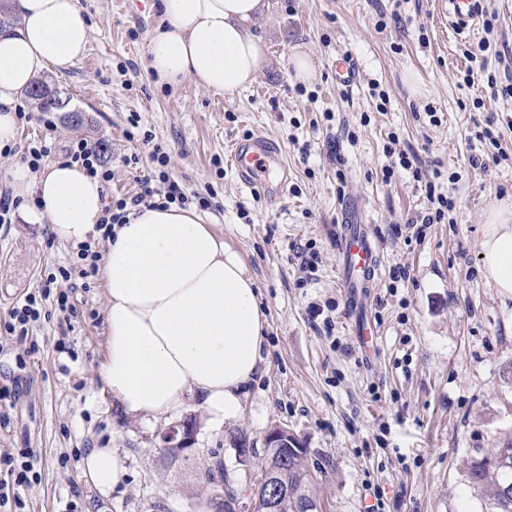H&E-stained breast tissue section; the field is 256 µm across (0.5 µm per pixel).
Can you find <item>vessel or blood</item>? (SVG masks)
<instances>
[{"label": "vessel or blood", "instance_id": "obj_1", "mask_svg": "<svg viewBox=\"0 0 512 512\" xmlns=\"http://www.w3.org/2000/svg\"><path fill=\"white\" fill-rule=\"evenodd\" d=\"M442 15L456 33L474 29L479 21L478 0H439ZM228 164L241 188L276 202L290 180L282 149L274 140L259 135L234 141ZM343 280L347 287H367L379 265V250L367 228L360 224L343 225L338 244Z\"/></svg>", "mask_w": 512, "mask_h": 512}]
</instances>
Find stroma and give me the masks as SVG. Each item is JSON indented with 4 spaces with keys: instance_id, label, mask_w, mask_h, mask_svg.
Returning <instances> with one entry per match:
<instances>
[{
    "instance_id": "stroma-1",
    "label": "stroma",
    "mask_w": 512,
    "mask_h": 512,
    "mask_svg": "<svg viewBox=\"0 0 512 512\" xmlns=\"http://www.w3.org/2000/svg\"><path fill=\"white\" fill-rule=\"evenodd\" d=\"M158 0L146 10L120 0H80L90 26L84 57L41 83L68 97L81 125L20 100L32 121L18 124L15 147L46 140L63 159L70 141L104 149L112 178L106 199L140 194L149 153L171 158L168 174L187 196L211 206L205 223L239 249L254 273L268 321V364L249 388L239 421L211 424L194 405L172 417H192L196 433L169 463L164 422L124 417L102 391L98 369L106 350L100 278L76 288V315L59 314L30 328L27 341L0 335V452L33 448L39 481L20 488L26 512H212L214 485L202 468L222 461L245 485L257 461L238 462L235 442L263 448L266 433L288 429L308 448L309 464L330 459L316 494L325 512H481L464 480L477 449L512 436V297L480 272L481 227L491 205H512V98H492L487 74L512 83L501 64L460 86L465 49L490 41L512 49V0H480L497 15L494 31L454 34L436 0H268L254 26L265 61L256 81L225 97L192 80L171 85L148 66L147 42L161 23ZM310 56L315 76L294 91L288 66L294 50ZM354 58L355 80L337 85L336 63ZM377 83L388 98L377 111ZM485 102L474 109V99ZM441 114L439 125L424 115ZM493 120L507 153L499 163L471 165L481 155L477 125ZM411 146L426 170H440L455 202L448 223L416 235L408 219L426 205L421 184L407 177L383 183L389 133ZM266 135L281 146L291 170L276 204L241 189L226 163L240 137ZM344 195H337V172ZM367 225L380 251L372 287L351 296L339 282L337 239L342 224ZM319 256L303 269L302 254ZM77 246L53 238L47 225L21 217L0 224V316L58 267H78ZM404 280L394 281L397 270ZM370 323L361 337L354 321ZM37 350L18 367L27 342ZM171 421V422H172ZM92 448L127 455L128 483L101 497L83 477Z\"/></svg>"
}]
</instances>
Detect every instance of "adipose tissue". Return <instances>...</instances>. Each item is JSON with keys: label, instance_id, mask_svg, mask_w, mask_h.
<instances>
[{"label": "adipose tissue", "instance_id": "obj_1", "mask_svg": "<svg viewBox=\"0 0 512 512\" xmlns=\"http://www.w3.org/2000/svg\"><path fill=\"white\" fill-rule=\"evenodd\" d=\"M167 21L149 39L150 68L171 83L193 80L228 97L263 66L250 31L266 0H160ZM17 24L0 25V144L17 135L16 103L49 68L84 53L90 27L79 0H12ZM23 219L61 241L96 238L103 186L78 164L51 162L40 178L9 173ZM482 273L512 295V209L490 208L482 227ZM105 289L106 353L98 376L120 412L164 421L197 401L210 421L242 418L247 387L265 362L267 318L244 257L194 208L140 205L112 227L99 270ZM129 474L114 448H94L83 476L109 496Z\"/></svg>", "mask_w": 512, "mask_h": 512}]
</instances>
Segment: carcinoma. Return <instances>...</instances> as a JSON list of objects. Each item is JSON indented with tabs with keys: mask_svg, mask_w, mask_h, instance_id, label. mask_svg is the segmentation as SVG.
<instances>
[{
	"mask_svg": "<svg viewBox=\"0 0 512 512\" xmlns=\"http://www.w3.org/2000/svg\"><path fill=\"white\" fill-rule=\"evenodd\" d=\"M27 95L40 101L43 110L61 112L69 108V99L63 98L47 85L29 90ZM288 465L282 472V484L288 486V497L281 499V512H301V502L315 496V480L323 468L330 465L310 466L307 448H286ZM465 482L484 501L485 512H512V498L503 496V489H512V438L495 448H481L465 465Z\"/></svg>",
	"mask_w": 512,
	"mask_h": 512,
	"instance_id": "1",
	"label": "carcinoma"
}]
</instances>
